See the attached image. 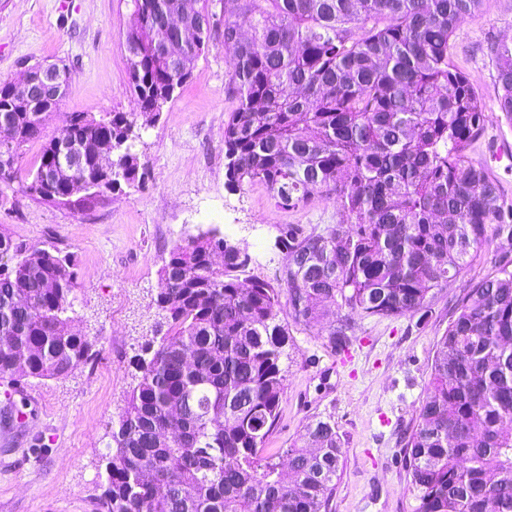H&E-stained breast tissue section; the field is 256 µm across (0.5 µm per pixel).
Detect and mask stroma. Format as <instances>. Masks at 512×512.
Masks as SVG:
<instances>
[{
    "instance_id": "stroma-1",
    "label": "stroma",
    "mask_w": 512,
    "mask_h": 512,
    "mask_svg": "<svg viewBox=\"0 0 512 512\" xmlns=\"http://www.w3.org/2000/svg\"><path fill=\"white\" fill-rule=\"evenodd\" d=\"M129 18L130 0H0V80H19L25 67L43 62L67 65L71 73L42 139L23 147L16 183L0 188V224L13 239L73 255L74 329L96 351L67 376L25 380L24 423L11 420L0 384V512H100L112 425L140 377L134 360L165 334L155 297L162 259L174 243L217 230L249 255L248 274L272 280L287 260L278 243L281 225L320 230L343 219L332 197L318 195L284 212L262 185L227 186L224 124L234 102L226 92L230 54L219 41L200 56L159 120L136 126L132 150L146 167L142 187L79 212L22 197L43 139L59 135L69 113L136 111L128 87ZM505 36H512V0H483L480 13L456 30L452 60L485 108L469 156L512 203V159L495 158L502 143L512 144V128L498 108L489 54L490 43ZM493 270L491 255L476 259L423 315L353 316L342 350L331 347L326 326L289 325L280 363L285 392L265 456L280 459L312 420L331 421L344 443L331 512H417L404 436L453 307Z\"/></svg>"
}]
</instances>
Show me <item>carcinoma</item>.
<instances>
[{"label":"carcinoma","mask_w":512,"mask_h":512,"mask_svg":"<svg viewBox=\"0 0 512 512\" xmlns=\"http://www.w3.org/2000/svg\"><path fill=\"white\" fill-rule=\"evenodd\" d=\"M128 82L139 111L68 115L62 134L86 149L49 185L42 145L22 192L83 207L140 187L136 118L148 125L215 40L231 51L224 124L226 184H261L283 211L334 196L346 222L318 232L282 225L287 261L274 281L246 274L249 256L215 231L175 243L156 305L168 333L136 360L140 380L112 430L102 512H330L342 470L336 425L313 420L275 462L263 456L284 394L280 362L294 324L329 321L346 342L348 313L395 319L427 311L496 240L512 246V203L468 155L484 104L452 61V37L481 0H201L192 40L168 25L180 0H130ZM498 107L512 124V37L490 47ZM0 81V152L17 178L20 148L48 112H18ZM112 143V174L95 146ZM84 196L73 199L75 184ZM224 254L217 266L216 254ZM469 286L436 344L426 396L404 437L418 512H512V258ZM72 255L17 241L0 227V380L68 375L92 356L72 329Z\"/></svg>","instance_id":"1"}]
</instances>
